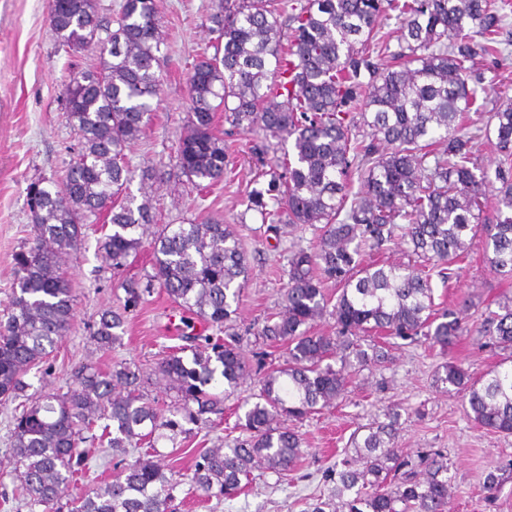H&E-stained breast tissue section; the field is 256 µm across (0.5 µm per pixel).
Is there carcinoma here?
Returning <instances> with one entry per match:
<instances>
[{"label": "carcinoma", "mask_w": 512, "mask_h": 512, "mask_svg": "<svg viewBox=\"0 0 512 512\" xmlns=\"http://www.w3.org/2000/svg\"><path fill=\"white\" fill-rule=\"evenodd\" d=\"M388 10L401 20L395 66L375 55L389 50L376 31ZM503 20L495 0H217L209 16L214 53L200 56L188 76L178 175L199 188L224 180L228 154L213 132L220 109L233 130L291 138L293 153L272 161L269 144L251 145L258 167L247 209L275 234L282 224L313 226L317 241L289 251L280 311L253 332L286 346L285 363L259 377L254 401L238 418L248 438L200 455L191 476L199 496L231 495L255 469L276 475L296 469L303 439L283 419L302 420L343 398L351 376L389 362L391 341L422 338L444 352L461 341L468 329L460 312L435 309L426 268L431 263L443 281L452 278V264L468 250L492 198L488 263L512 276V103L490 115L502 157L492 176L476 162L466 122L490 97L475 65L498 54ZM113 23L99 15L98 0H58L50 19L65 51L91 48L98 63L71 73L63 88L67 120L80 137L64 176L38 177L26 187L31 232L28 246L14 255L7 319L0 323V401L20 396L23 377L71 326L74 295L63 261L81 245L84 219L105 214L111 232L100 249L115 270L137 255L156 223L148 202L123 197L131 180L127 152L144 134L160 91L156 0H124ZM360 127L367 132L352 133ZM355 176L363 191L351 199ZM397 240L416 261H365V251L380 253ZM251 276L242 239L221 219L167 224L156 236L150 280L208 326L221 328L236 314ZM123 288V307L104 310L93 332L101 347L121 339L124 313L142 302L138 282ZM497 306L484 312L476 332L511 360L512 298ZM328 316L336 331H314ZM180 339L185 345L162 359L158 373L176 391L177 411L206 426L210 415L223 413L213 385L223 381L226 393L237 388L249 364L235 335L222 343L194 334ZM135 381L126 366L108 372L86 366L66 391L15 412L12 457L30 509L61 512L81 462L77 448L97 420H107L103 432L115 453L150 443L160 427H178L131 391ZM436 382L468 395L480 427L512 435V367L477 378L450 358ZM399 419L391 408L365 434L353 432L355 457L331 472L327 499L312 512H445L448 458H401ZM400 469L401 481L387 482ZM178 484L154 460L140 459L112 482L73 497L69 512H172Z\"/></svg>", "instance_id": "obj_1"}]
</instances>
